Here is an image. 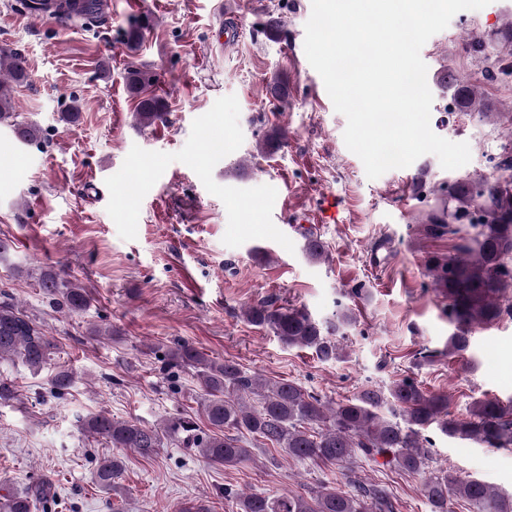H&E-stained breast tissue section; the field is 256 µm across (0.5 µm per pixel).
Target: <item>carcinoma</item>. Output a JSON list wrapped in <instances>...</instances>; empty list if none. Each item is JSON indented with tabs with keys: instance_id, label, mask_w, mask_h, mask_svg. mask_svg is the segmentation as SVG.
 <instances>
[{
	"instance_id": "cac0c4a2",
	"label": "carcinoma",
	"mask_w": 512,
	"mask_h": 512,
	"mask_svg": "<svg viewBox=\"0 0 512 512\" xmlns=\"http://www.w3.org/2000/svg\"><path fill=\"white\" fill-rule=\"evenodd\" d=\"M99 17L98 0H60L58 18ZM29 76L25 56L15 50L0 52V123L29 145L41 139L35 123L13 119L14 87ZM154 78L147 70L130 67L127 91L136 100L134 117L139 126H150L161 118L164 102L149 92ZM438 84L453 90L460 112H475L487 119L495 116L512 126L511 112L490 113L479 97L477 86L446 75ZM288 137L280 126L270 127L258 142L259 151L278 148ZM431 231L442 233L452 224H467L466 243L458 252L431 261L435 287L448 298V318L455 332L448 338V353L469 349L472 328L496 319L498 298L512 288V174L489 178H466L448 187V202L426 216ZM305 253L311 260L327 257L320 238L306 237ZM37 281L43 294L59 309L72 314L84 311L90 291L61 277L58 270H40ZM245 320L267 329L291 346L312 350L324 361L345 358L341 341L356 318L342 312L336 319L319 322L296 307L269 303L249 306ZM59 350L43 325L8 298L0 301V361H18L34 373L40 372ZM166 365L185 368L199 381L202 414L208 429L191 417L171 415L159 426L146 427L132 420H117L102 411L81 420V430L102 438L114 448L149 457L165 444L194 448L213 463L238 467L253 461L247 438L261 439L281 448L300 462L335 465L346 473L355 469L356 458L379 457L394 468L423 475L422 494L430 512H454L453 502L463 500L477 512H512V497L478 479H461L440 469L429 470V440L423 431L431 424L449 437L470 440L484 448L512 446V408L498 400H476L469 417L456 418L449 411L448 396L424 391L413 379L403 378L388 391L363 388L339 402L324 401L290 380L272 381L249 373L232 360L219 361L194 345L177 342L165 353ZM75 382V373L60 367L51 378L52 392L60 394ZM391 405L398 416L389 418L381 409ZM123 463L117 456L97 460L94 480L105 488L115 487ZM354 492L324 487L308 496L288 492L279 496L239 493L224 488V500L236 512H394L391 491L382 484L353 482ZM50 483L39 480L20 492L0 496V512H36L54 502Z\"/></svg>"
}]
</instances>
